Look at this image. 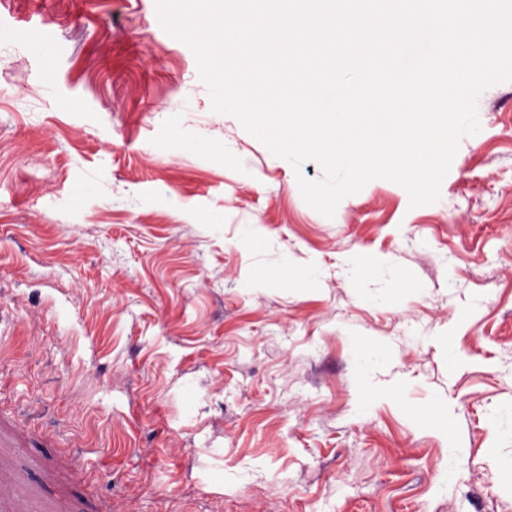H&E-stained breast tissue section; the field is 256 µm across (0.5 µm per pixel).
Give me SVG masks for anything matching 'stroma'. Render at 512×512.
I'll use <instances>...</instances> for the list:
<instances>
[{"label": "stroma", "mask_w": 512, "mask_h": 512, "mask_svg": "<svg viewBox=\"0 0 512 512\" xmlns=\"http://www.w3.org/2000/svg\"><path fill=\"white\" fill-rule=\"evenodd\" d=\"M197 79L155 0H0V408L53 436L25 475L64 450L94 470L58 512H512V82L438 202L375 179L328 219L296 180L320 167L184 102ZM248 224L286 268L241 248ZM360 251L415 290L363 302ZM348 325L395 349L376 396Z\"/></svg>", "instance_id": "stroma-1"}]
</instances>
